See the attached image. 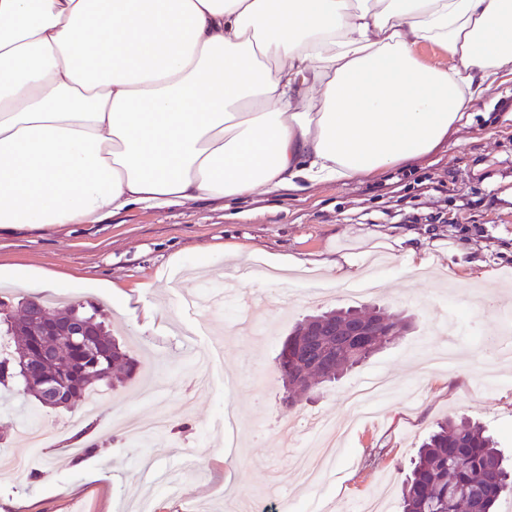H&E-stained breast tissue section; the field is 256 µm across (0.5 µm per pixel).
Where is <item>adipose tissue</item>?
<instances>
[{"label":"adipose tissue","mask_w":512,"mask_h":512,"mask_svg":"<svg viewBox=\"0 0 512 512\" xmlns=\"http://www.w3.org/2000/svg\"><path fill=\"white\" fill-rule=\"evenodd\" d=\"M504 72L512 0H0V233L372 176Z\"/></svg>","instance_id":"1"}]
</instances>
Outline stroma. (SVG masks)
<instances>
[{"instance_id": "stroma-1", "label": "stroma", "mask_w": 512, "mask_h": 512, "mask_svg": "<svg viewBox=\"0 0 512 512\" xmlns=\"http://www.w3.org/2000/svg\"><path fill=\"white\" fill-rule=\"evenodd\" d=\"M268 254L345 256L359 276L376 271L379 286L357 297L355 280L298 270L256 284L264 305L249 319L219 300L184 309L204 279L195 269L201 259L226 269ZM0 264L60 274L71 304H102L113 335L139 361L132 378L99 389L90 413L50 410L0 388V429L8 431L0 458L23 452L28 423L62 436L31 469L0 470V512H131L146 498L152 512H236L247 498L271 507L285 497L298 512H355L378 494L388 512H399L401 480L446 417L482 423L512 466V384H481L497 370L512 374V362L491 346L503 314L512 313V81L485 92L469 127L381 175L260 191L226 208L199 200L48 233L24 228L0 235ZM107 280L120 288L119 305L95 287ZM149 304L158 309L150 320ZM348 306L380 307L411 325L336 383L286 405L274 362L282 341L306 316ZM188 341L209 355L206 385L195 381ZM450 343L459 364L423 372V355ZM380 371L393 375L397 390L332 449L335 462L314 485L299 483L305 430L299 425L284 442L283 420L348 419V390ZM161 408L169 430L140 444L112 424L117 415L139 419ZM78 433L93 454L74 446ZM143 457L155 472H180L179 494L144 477Z\"/></svg>"}]
</instances>
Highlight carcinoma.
Returning a JSON list of instances; mask_svg holds the SVG:
<instances>
[{
    "label": "carcinoma",
    "instance_id": "carcinoma-1",
    "mask_svg": "<svg viewBox=\"0 0 512 512\" xmlns=\"http://www.w3.org/2000/svg\"><path fill=\"white\" fill-rule=\"evenodd\" d=\"M14 308L22 312L21 317L11 315ZM36 308L43 312L53 310L50 320L55 323L63 324L75 317L85 321L101 346L96 355L84 358L78 348L62 344L57 357L42 367V374L58 376L63 381L61 407L71 409L98 386H111L135 374L137 361L112 337L105 322L97 320L104 315L100 305L90 306L88 313L74 305L51 307L44 300L22 297L15 303L0 299L4 324L0 340H7L4 353L0 354V385L15 382L20 385L22 396L41 402L38 389L26 376V356L34 353L26 318ZM351 315L378 330L369 347L358 356L342 336ZM406 327L404 318L388 316L379 308H338L305 317L282 343L276 357L285 401L295 404V397L306 392L305 383L311 375L323 383L338 381L356 364L395 340ZM506 492H512V472L502 467L491 437L479 425L447 419L437 423L419 449L403 482L401 512H496Z\"/></svg>",
    "mask_w": 512,
    "mask_h": 512
}]
</instances>
